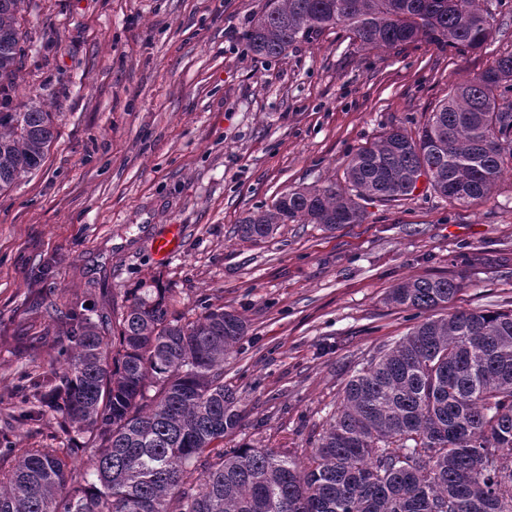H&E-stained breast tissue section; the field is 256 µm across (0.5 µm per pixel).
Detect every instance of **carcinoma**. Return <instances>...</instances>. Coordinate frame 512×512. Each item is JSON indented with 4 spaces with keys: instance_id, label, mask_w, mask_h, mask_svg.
Segmentation results:
<instances>
[{
    "instance_id": "obj_1",
    "label": "carcinoma",
    "mask_w": 512,
    "mask_h": 512,
    "mask_svg": "<svg viewBox=\"0 0 512 512\" xmlns=\"http://www.w3.org/2000/svg\"><path fill=\"white\" fill-rule=\"evenodd\" d=\"M0 0V93L16 85L19 18ZM342 25L366 48L418 41L475 51L496 34L480 0H266L246 39L269 59ZM512 53L448 89L416 134L393 127L358 148L344 184L289 190L236 227L260 242L283 224L333 230L365 220L363 203L411 195L420 178L453 205L487 200L512 173ZM54 139L31 98L0 96V191L39 168ZM397 285L389 301L424 318L371 354L345 384L310 448H224L240 426L224 361L243 320L208 304L190 320L165 288H135L92 315L44 313L67 343L58 367L29 377L25 421H54L62 448L0 447V512H512V309L448 308L476 271ZM90 452L88 471L76 456Z\"/></svg>"
}]
</instances>
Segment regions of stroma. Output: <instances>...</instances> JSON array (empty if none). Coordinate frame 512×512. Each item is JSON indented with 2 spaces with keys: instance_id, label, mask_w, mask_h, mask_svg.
I'll return each mask as SVG.
<instances>
[{
  "instance_id": "1",
  "label": "stroma",
  "mask_w": 512,
  "mask_h": 512,
  "mask_svg": "<svg viewBox=\"0 0 512 512\" xmlns=\"http://www.w3.org/2000/svg\"><path fill=\"white\" fill-rule=\"evenodd\" d=\"M491 2L500 31L476 52L368 50L340 26L267 59L246 47L266 0H32L14 94L40 95L57 137L0 193V397L21 412L27 374L63 342L36 303L107 313L158 282L188 318L211 303L246 320L224 363L241 412L225 447L306 448L363 358L414 325L386 302L396 285L497 251L508 264L453 306L512 307L510 176L469 207L421 186L367 202L361 224L235 233L281 193L342 181L358 147L416 132L452 85L512 53V0ZM173 224L180 245L158 260Z\"/></svg>"
}]
</instances>
